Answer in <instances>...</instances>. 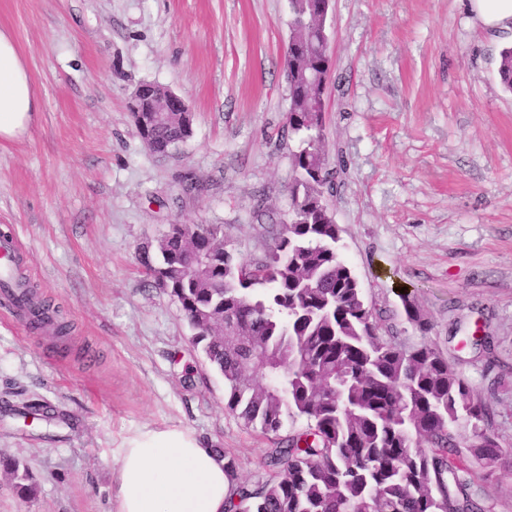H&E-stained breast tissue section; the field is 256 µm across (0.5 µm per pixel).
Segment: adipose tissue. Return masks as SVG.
Returning <instances> with one entry per match:
<instances>
[{"label":"adipose tissue","mask_w":512,"mask_h":512,"mask_svg":"<svg viewBox=\"0 0 512 512\" xmlns=\"http://www.w3.org/2000/svg\"><path fill=\"white\" fill-rule=\"evenodd\" d=\"M493 40H512V0H468ZM39 109L13 34L0 27V140L25 135ZM112 512H228L231 481L222 455L194 433L173 429L127 437L116 451Z\"/></svg>","instance_id":"obj_1"}]
</instances>
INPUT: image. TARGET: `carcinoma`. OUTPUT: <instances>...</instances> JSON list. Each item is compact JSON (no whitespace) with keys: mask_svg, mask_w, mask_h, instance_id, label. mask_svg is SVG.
Masks as SVG:
<instances>
[{"mask_svg":"<svg viewBox=\"0 0 512 512\" xmlns=\"http://www.w3.org/2000/svg\"><path fill=\"white\" fill-rule=\"evenodd\" d=\"M288 131L294 183L288 223L265 258L244 263L219 224H175L143 251L149 271L178 303L208 365L224 377V408L248 426L277 434L287 421L307 427L267 449L271 479L232 486L233 509L247 512H484L460 449L486 463L504 451L489 429L491 410L432 343L403 347L381 333L375 305L337 243L326 210L333 182L322 144L326 89L302 72H324L318 48L333 14L326 0H288ZM498 74L512 91V46ZM192 135L189 116L170 113L149 136L171 149ZM35 328L68 334L59 310L30 309ZM21 497L28 467L0 454Z\"/></svg>","mask_w":512,"mask_h":512,"instance_id":"cac0c4a2","label":"carcinoma"}]
</instances>
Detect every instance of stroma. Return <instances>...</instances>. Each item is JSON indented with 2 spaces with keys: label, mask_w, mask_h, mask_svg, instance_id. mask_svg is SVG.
I'll list each match as a JSON object with an SVG mask.
<instances>
[{
  "label": "stroma",
  "mask_w": 512,
  "mask_h": 512,
  "mask_svg": "<svg viewBox=\"0 0 512 512\" xmlns=\"http://www.w3.org/2000/svg\"><path fill=\"white\" fill-rule=\"evenodd\" d=\"M467 0H334L323 145L341 254L404 346L428 340L491 408L512 448V93L504 44ZM288 0H0L40 102L0 141V233L71 325L57 340L0 317V512H110L115 451L153 429L191 430L270 478L271 436L224 407V379L139 261L171 224H220L262 259L286 223L291 152ZM184 97L193 134L165 159L129 112L138 85ZM409 296L427 322H407ZM488 337L490 352L474 333ZM38 402L43 416L22 415ZM491 512H512V471L470 459ZM0 467L3 468L10 476L13 482V487L22 498L32 495L36 487L34 483L30 482V474L28 467L15 458L0 454Z\"/></svg>",
  "instance_id": "stroma-1"
}]
</instances>
